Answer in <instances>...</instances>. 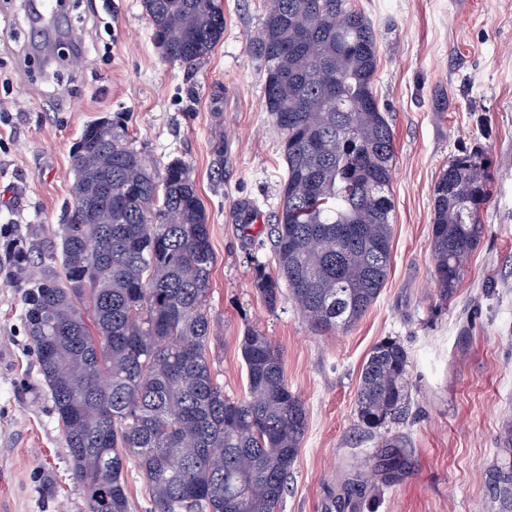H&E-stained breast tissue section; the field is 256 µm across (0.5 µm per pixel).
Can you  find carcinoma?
Returning a JSON list of instances; mask_svg holds the SVG:
<instances>
[{"label": "carcinoma", "instance_id": "obj_1", "mask_svg": "<svg viewBox=\"0 0 512 512\" xmlns=\"http://www.w3.org/2000/svg\"><path fill=\"white\" fill-rule=\"evenodd\" d=\"M167 63H201L224 34V0H143ZM250 45L265 63V108L283 131L286 172L273 235L276 273L256 271L274 310L291 299L317 333L346 331L378 299L391 265L394 134L373 91L374 27L351 0H268ZM74 170L112 184V222L67 212L59 242L34 249L8 236L14 271L38 266L25 326L62 431L85 512H131L129 465L154 512H279L308 430L272 340L240 341L247 395L230 400L208 357L206 310L215 254L205 206L176 157L150 165L123 113L87 124ZM487 158L448 162L434 186L432 259L441 296L463 279L490 199ZM288 291H283V287ZM410 361L378 342L360 374L357 416L376 431L403 411ZM493 497L512 499V466Z\"/></svg>", "mask_w": 512, "mask_h": 512}]
</instances>
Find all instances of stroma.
Returning a JSON list of instances; mask_svg holds the SVG:
<instances>
[{
  "mask_svg": "<svg viewBox=\"0 0 512 512\" xmlns=\"http://www.w3.org/2000/svg\"><path fill=\"white\" fill-rule=\"evenodd\" d=\"M378 40L373 91L395 141L392 253L376 303L346 332H312L291 300L268 310L282 131L264 109L265 64L249 39L264 0H224V35L187 68L162 61L142 0H67L57 31L29 0H0V227L48 244L72 202L83 127L121 112L150 162L181 158L205 205L216 261L209 355L226 397L245 394L240 341L269 336L309 428L281 512H500L490 472L512 424V0H353ZM483 151L492 197L462 282L442 298L431 258L433 188L452 157ZM24 277L0 264V512H85L24 326ZM410 359L404 414L376 433L357 417L362 366L385 339Z\"/></svg>",
  "mask_w": 512,
  "mask_h": 512,
  "instance_id": "35a3bbf8",
  "label": "stroma"
}]
</instances>
